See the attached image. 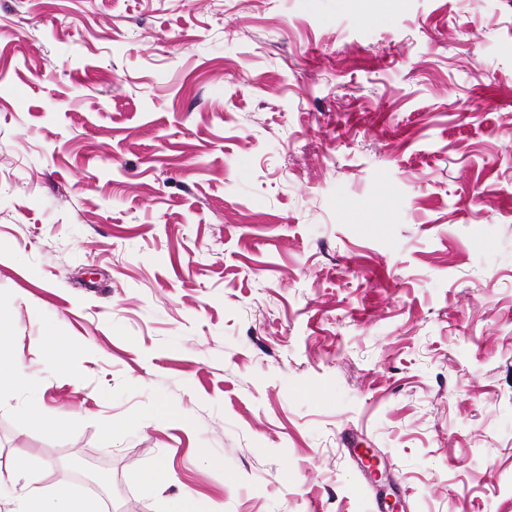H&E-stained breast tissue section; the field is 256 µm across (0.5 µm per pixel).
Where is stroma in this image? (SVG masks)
I'll return each instance as SVG.
<instances>
[{
    "label": "stroma",
    "mask_w": 512,
    "mask_h": 512,
    "mask_svg": "<svg viewBox=\"0 0 512 512\" xmlns=\"http://www.w3.org/2000/svg\"><path fill=\"white\" fill-rule=\"evenodd\" d=\"M0 300V512H512V0H0ZM8 336L3 318L0 317V390L4 387L18 390L26 384L28 373L23 362L7 361L2 358V351L7 345ZM17 472L24 475L22 494L18 498L19 507L15 512H100L98 499L76 495L66 483L53 486L48 497L40 490V477L28 472L27 462L17 457L14 462Z\"/></svg>",
    "instance_id": "stroma-1"
}]
</instances>
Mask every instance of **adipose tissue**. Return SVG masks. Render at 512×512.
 <instances>
[{"label": "adipose tissue", "instance_id": "obj_1", "mask_svg": "<svg viewBox=\"0 0 512 512\" xmlns=\"http://www.w3.org/2000/svg\"><path fill=\"white\" fill-rule=\"evenodd\" d=\"M14 468L25 479L17 512H101L98 499L78 496L65 483L53 486L49 494H42L40 478L29 473L24 458H16Z\"/></svg>", "mask_w": 512, "mask_h": 512}]
</instances>
